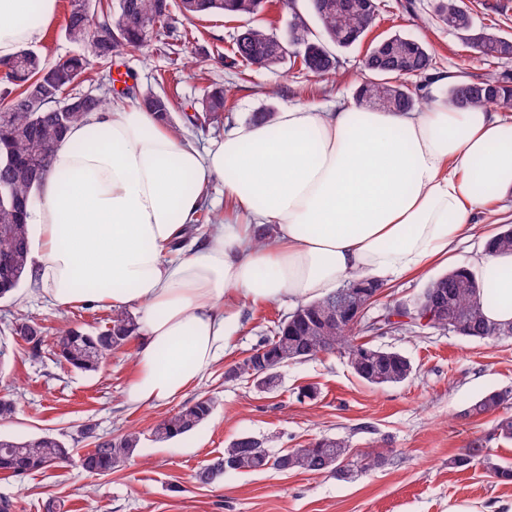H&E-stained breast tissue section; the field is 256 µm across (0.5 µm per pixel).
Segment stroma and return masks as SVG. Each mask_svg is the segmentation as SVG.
<instances>
[{"mask_svg":"<svg viewBox=\"0 0 512 512\" xmlns=\"http://www.w3.org/2000/svg\"><path fill=\"white\" fill-rule=\"evenodd\" d=\"M378 3L376 33L414 38L434 53L436 79L424 94L447 99L448 77L461 73L471 80L491 71L512 73V58L475 54L459 34L439 25L433 0ZM240 26V20L221 15L183 20L178 28L187 41L162 35L149 51L122 52L112 65L113 97H121L129 79L158 93L178 92L186 101L200 100L209 87L221 85L231 90L232 124L262 111L279 113L300 105L330 109L353 101L364 77L363 48L338 50L339 72L332 78L313 77L288 59L271 69L219 64L218 56L226 53ZM186 46L196 53V67L184 63ZM272 88L277 91L273 97L268 94ZM448 270L437 262L422 273L387 280L368 318L377 317L383 307L410 303ZM292 310L285 302L247 305L224 355L191 388L165 404L134 407L126 403L124 390L134 373L137 342L108 353L91 373L68 365L54 345L61 330L78 327L91 333L103 327L109 308H56L29 284L0 300V337L15 353L0 372V396L20 399L15 416L0 421V436L53 433L75 449L59 468L20 477L0 473V497L13 502V512H47L51 504L61 512H448L458 502L512 501V482L499 481L478 466L449 464L478 445L512 464V443L497 435L495 415L468 413L487 393L512 388V337L483 341L432 328L369 335L370 344L410 358L413 375L398 385L374 387L361 381L347 356L337 351L284 367L282 384L272 394L245 379L226 380L225 371L259 340L272 336ZM22 316L47 329L39 356H31L11 331L12 321ZM307 384L317 387L316 397L297 400L298 387ZM212 395L218 402L196 430L177 440L155 439L153 431L163 418ZM88 423L106 437L138 429L141 444L134 458L107 475L84 471L81 457L89 442L81 429ZM243 434L262 440L274 453L324 436L346 438L359 453L383 444L391 461L351 480L270 469L230 471L216 484H199L197 471Z\"/></svg>","mask_w":512,"mask_h":512,"instance_id":"1","label":"stroma"}]
</instances>
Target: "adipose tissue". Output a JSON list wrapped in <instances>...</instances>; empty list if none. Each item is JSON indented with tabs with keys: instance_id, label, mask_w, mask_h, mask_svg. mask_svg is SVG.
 Returning a JSON list of instances; mask_svg holds the SVG:
<instances>
[{
	"instance_id": "ef3b65f1",
	"label": "adipose tissue",
	"mask_w": 512,
	"mask_h": 512,
	"mask_svg": "<svg viewBox=\"0 0 512 512\" xmlns=\"http://www.w3.org/2000/svg\"><path fill=\"white\" fill-rule=\"evenodd\" d=\"M58 0H0V60L37 44ZM231 204L185 250L212 180ZM512 196V116L437 101L423 112L292 106L200 147L136 103L89 113L60 141L29 222V261L58 308L138 315L129 405L161 404L211 368L246 303L306 304L350 275L455 261L458 239ZM272 236L256 244V228ZM489 321L512 323V252L468 262Z\"/></svg>"
}]
</instances>
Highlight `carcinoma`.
<instances>
[{
    "mask_svg": "<svg viewBox=\"0 0 512 512\" xmlns=\"http://www.w3.org/2000/svg\"><path fill=\"white\" fill-rule=\"evenodd\" d=\"M277 0H180L178 9L186 19L223 14L230 18L251 19L264 9L277 8ZM344 11L336 10V0H323V7L305 11L297 3L288 5L291 22L304 33L301 46L278 43L276 34L261 26L246 25L232 39L227 58L231 64L251 67L257 61L265 67L278 66L287 57L300 70L323 77L336 73L339 66L338 49L360 44L377 23L379 4L368 10L354 7L346 0ZM434 19L461 35L484 57L507 58L512 53V38L490 33H473L474 20L459 0H434ZM315 19L321 29L316 39L309 25ZM160 20V28L177 36V18L171 0H67L65 35L84 52L66 59L51 61L23 49L12 59L0 62L5 78L14 86L7 92L10 102L0 109V258L11 260L8 267L0 265V299H8L29 276L28 219L20 218L17 205L36 200L37 185L48 172L58 142L74 123L90 112L108 108L110 97L102 95L71 96L67 93L75 82L90 77L101 82L111 73L112 59L128 48L150 46L154 31L152 22ZM402 41L400 34L374 38L366 50V78L357 88L356 101L360 107L382 112L423 111L431 101L414 92L404 79H426L434 68L433 55L423 43L414 40L405 45L409 67L403 73L381 64L387 42ZM126 93L135 96L143 106L175 134L180 128L172 121V113L180 110L178 93L158 94L151 89L140 90L132 85ZM448 103L484 108L496 106L512 109V74L487 73L477 80L464 79L448 91ZM232 110L229 90L216 87L200 102L192 115H185L193 126H220L226 113ZM219 217L206 208L199 209L193 223L185 228L190 238L194 230L205 224H217ZM487 249L512 251V225L505 224ZM441 295L448 306V316L459 327V335L481 340L512 336V325L504 327L489 322L482 312L480 285L475 275L456 268L433 280L413 300L417 309L432 294ZM336 294L298 306L278 325L274 336L267 337L252 349L251 359L262 379L265 391L272 392L281 385V354L293 353L297 362L338 350L347 355L350 367L358 378L375 386L396 385L408 380L413 372L409 358L399 351L357 342V336L371 333L374 327L359 321L351 324L332 323L322 326L318 318L335 311ZM11 331L22 340L44 335L43 326L32 318L21 317ZM138 336L137 320L123 310L112 311L108 326L96 334L69 328L61 332L55 347L73 368L93 372L98 370L104 354L126 346ZM214 400L200 398L182 406L162 419L156 436L167 441L197 429L210 415ZM512 389L487 394L470 407L473 414L500 411L496 431L504 440L512 441ZM82 434L94 448L82 457V466L90 473L104 474L129 462L140 444V433L128 429L123 434L104 439L95 426L84 425ZM73 448L60 436L38 435L28 439L0 438V471L23 476L33 471L60 466L70 460ZM352 457L345 467L340 460ZM390 462L388 451L379 445L360 457L353 454L349 441L341 437H321L299 448L272 453L258 441L241 435L232 440L224 453L214 458L196 474L201 485L220 480L228 471H257L268 468L280 471H301L327 474L349 479L357 473L379 469ZM456 468L480 465L501 481H512V467L502 465L482 448L451 460Z\"/></svg>",
    "mask_w": 512,
    "mask_h": 512,
    "instance_id": "1",
    "label": "carcinoma"
}]
</instances>
